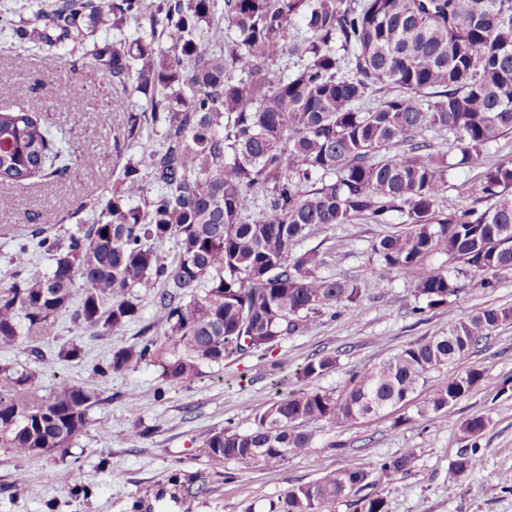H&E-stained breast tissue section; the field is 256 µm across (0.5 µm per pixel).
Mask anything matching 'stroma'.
<instances>
[{
  "instance_id": "obj_1",
  "label": "stroma",
  "mask_w": 512,
  "mask_h": 512,
  "mask_svg": "<svg viewBox=\"0 0 512 512\" xmlns=\"http://www.w3.org/2000/svg\"><path fill=\"white\" fill-rule=\"evenodd\" d=\"M24 66H16L18 53ZM71 56H49L22 49L10 32L0 31V106L39 113L56 144L69 153L63 178H34L22 184L0 183V288L11 281L9 258L18 239L33 229L64 235L75 230L74 202L111 197L124 161L113 149L112 131L126 112L146 105L143 95L126 96V112L111 103L121 95L109 73L72 71ZM69 90L60 96L59 87ZM82 103L73 111L71 99ZM512 157V134L490 143L479 159L448 172L440 206L448 212L473 207L483 171ZM400 214L387 223L361 221L312 230L299 250L319 248L326 255L322 276L352 277L362 288L355 308L316 319L306 332L272 349L252 350L206 368L190 382L164 384L157 367L140 365L112 374L101 386L103 400L88 413L85 429L66 454L20 459L0 450V512H277L288 489L314 482L338 468L379 469L404 449L418 461L395 481L377 479L366 494L384 498L387 512H512V324L499 326L487 339L446 371L432 373L407 402L343 426L312 421L304 429L312 442L307 452L276 469L246 467L235 461L213 464L201 446L205 433L240 425L246 415L296 391L297 370L318 353L337 358L335 370L313 380V388L341 394L352 373L386 359L402 347L430 339L450 320L488 307H512V272L502 274L495 290L466 279L448 306L417 310L413 288L399 272L382 275L372 247L382 236L404 230ZM140 318L111 337H97L57 320L45 337V358L32 363L27 343L1 349L0 364L35 365L41 395H53L58 382L88 381L93 363L112 351L136 346L141 326L153 322V297L141 295ZM83 350L79 361H59L64 342ZM471 368L484 370L494 385L448 406L447 417L421 413L445 379ZM488 416L482 434L468 438L462 422ZM144 436L132 437L133 428ZM477 447L481 465L456 477L452 464L465 448ZM25 474L28 492L8 496L5 486ZM192 478L202 493L186 494L175 478Z\"/></svg>"
}]
</instances>
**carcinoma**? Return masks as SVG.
I'll list each match as a JSON object with an SVG mask.
<instances>
[{
    "mask_svg": "<svg viewBox=\"0 0 512 512\" xmlns=\"http://www.w3.org/2000/svg\"><path fill=\"white\" fill-rule=\"evenodd\" d=\"M30 20L0 14L21 43L51 53L112 18L145 35L93 43L78 63L108 72L112 82L144 95L147 108L127 111L113 136L123 154L143 130L164 132L148 159L128 160L112 197L65 237L36 230L17 243L10 284L0 290V347L22 341L33 362L57 317L98 337L139 318V293L153 294L157 317L137 347L119 348L91 369L101 383L114 373L153 362L168 383L197 378L249 349H271L306 331L330 311L358 303L354 279L318 274L324 256L296 251L315 228L366 220L386 224L392 213L409 230L373 245L380 266L397 270L428 308L448 306L460 279L481 277L498 287L512 271V158L483 171L482 209L447 213V153L426 133L452 137L459 163L474 161L512 133V0H51ZM215 44L208 51L203 41ZM63 150L35 112L0 107V182L66 175ZM171 240L176 263L156 246ZM51 261L46 274L30 256ZM444 254L460 263L436 267ZM512 307H489L451 321L439 335L407 345L352 375L337 396L303 389L251 415L246 427L207 433L210 461L234 460L274 469L306 453L302 426L356 422L404 402L428 375L464 356ZM163 330L165 342L150 336ZM337 357L316 355L296 373L308 384L333 370ZM32 368L0 365V448L17 458L61 452L87 424L102 391L62 383L39 395ZM493 385L472 368L442 382L422 412L444 408ZM488 419L461 429L478 438ZM415 449L381 465L389 480L410 471ZM480 459L463 450L460 477ZM373 471L343 467L293 487L278 512H386L383 498L362 496Z\"/></svg>",
    "mask_w": 512,
    "mask_h": 512,
    "instance_id": "obj_1",
    "label": "carcinoma"
}]
</instances>
